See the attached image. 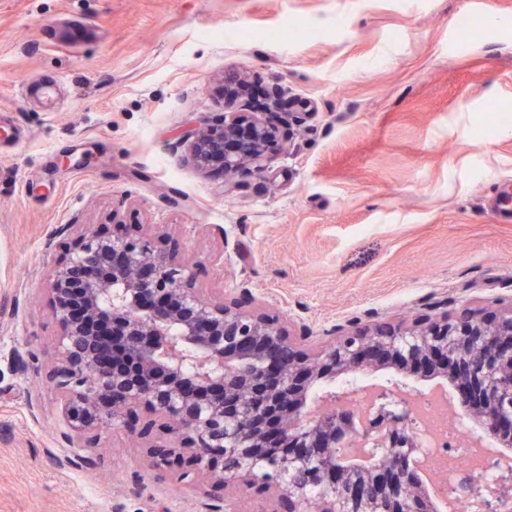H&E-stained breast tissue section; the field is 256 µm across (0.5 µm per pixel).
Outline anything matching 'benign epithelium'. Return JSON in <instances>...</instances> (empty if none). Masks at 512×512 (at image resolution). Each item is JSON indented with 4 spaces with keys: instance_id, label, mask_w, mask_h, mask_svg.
<instances>
[{
    "instance_id": "7a95c632",
    "label": "benign epithelium",
    "mask_w": 512,
    "mask_h": 512,
    "mask_svg": "<svg viewBox=\"0 0 512 512\" xmlns=\"http://www.w3.org/2000/svg\"><path fill=\"white\" fill-rule=\"evenodd\" d=\"M221 127L193 136L190 159L238 177L262 172L290 147L298 112L273 95L254 111L249 78L225 80ZM57 324L46 381L61 396L68 428L80 434L124 423L140 438L156 431L174 445H149L155 468L188 464L182 478L274 491V512H433L413 465L422 434L412 403L422 392L374 388V407L352 424L345 391L308 415L312 393L338 376L396 365L434 367L479 437L512 447V308L486 318L471 308L421 314L410 326L377 322L313 354L277 319L236 300L205 298L175 252L144 234L109 237L85 227L50 274ZM480 496L485 512L512 503L507 483Z\"/></svg>"
}]
</instances>
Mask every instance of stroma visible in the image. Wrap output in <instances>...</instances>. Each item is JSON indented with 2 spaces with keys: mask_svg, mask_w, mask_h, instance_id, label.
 I'll list each match as a JSON object with an SVG mask.
<instances>
[{
  "mask_svg": "<svg viewBox=\"0 0 512 512\" xmlns=\"http://www.w3.org/2000/svg\"><path fill=\"white\" fill-rule=\"evenodd\" d=\"M236 71L312 113L228 194L188 145L222 124ZM504 189L512 0H0V512L274 507L156 470L121 425L93 454L68 429L48 288L82 227L140 225L202 295L250 290L313 352L439 303L512 308Z\"/></svg>",
  "mask_w": 512,
  "mask_h": 512,
  "instance_id": "35a3bbf8",
  "label": "stroma"
}]
</instances>
